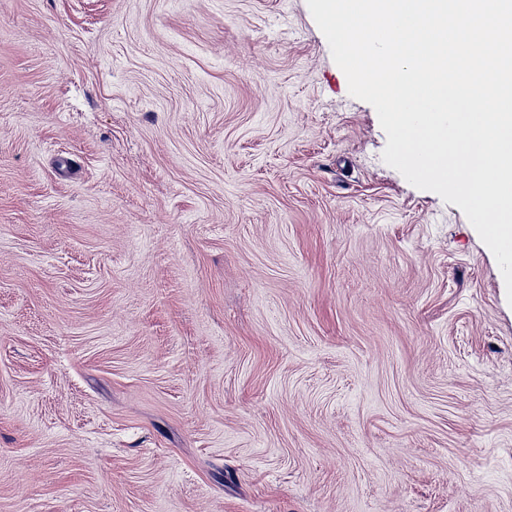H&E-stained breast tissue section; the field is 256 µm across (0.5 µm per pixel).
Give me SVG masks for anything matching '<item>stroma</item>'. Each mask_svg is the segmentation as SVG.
<instances>
[{
	"mask_svg": "<svg viewBox=\"0 0 512 512\" xmlns=\"http://www.w3.org/2000/svg\"><path fill=\"white\" fill-rule=\"evenodd\" d=\"M307 0H0V512H512V303Z\"/></svg>",
	"mask_w": 512,
	"mask_h": 512,
	"instance_id": "35a3bbf8",
	"label": "stroma"
}]
</instances>
